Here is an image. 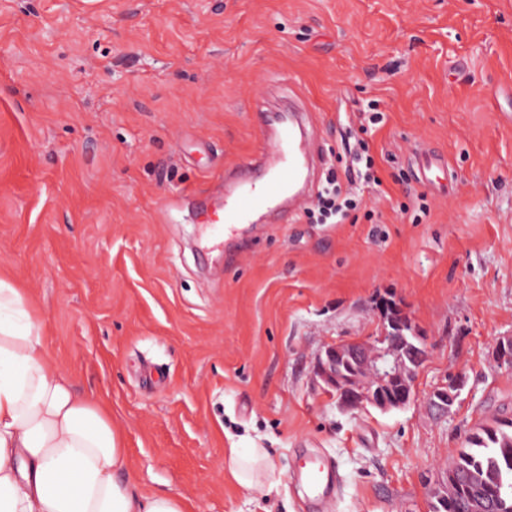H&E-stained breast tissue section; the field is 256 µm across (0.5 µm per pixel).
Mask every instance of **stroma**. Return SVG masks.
I'll list each match as a JSON object with an SVG mask.
<instances>
[{
    "label": "stroma",
    "mask_w": 512,
    "mask_h": 512,
    "mask_svg": "<svg viewBox=\"0 0 512 512\" xmlns=\"http://www.w3.org/2000/svg\"><path fill=\"white\" fill-rule=\"evenodd\" d=\"M288 92L316 186L347 181V132L375 179L340 224L312 198L285 224L257 211L227 260L198 207L261 149L250 108ZM423 149L448 162L428 185ZM0 277L110 402L136 487L196 512H309L290 476L316 452L342 477L323 512H430L470 430L512 417L492 356L512 336V0H0ZM384 299L429 339L416 400L342 411L314 365L379 336ZM253 447L273 465L262 496L225 466ZM466 385V376L458 373L448 379V382L435 388L428 395L430 408L437 415L448 414L454 406L461 391Z\"/></svg>",
    "instance_id": "35a3bbf8"
}]
</instances>
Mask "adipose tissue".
<instances>
[{
  "label": "adipose tissue",
  "instance_id": "1",
  "mask_svg": "<svg viewBox=\"0 0 512 512\" xmlns=\"http://www.w3.org/2000/svg\"><path fill=\"white\" fill-rule=\"evenodd\" d=\"M126 464L108 406L76 391L27 292L0 277V512H195L184 494L131 485ZM227 467L242 488L264 493L266 449H230Z\"/></svg>",
  "mask_w": 512,
  "mask_h": 512
}]
</instances>
